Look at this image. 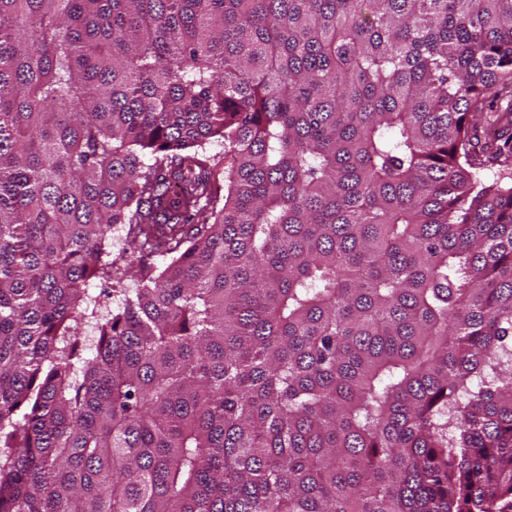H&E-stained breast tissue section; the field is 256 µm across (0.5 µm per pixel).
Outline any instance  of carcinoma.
Returning <instances> with one entry per match:
<instances>
[{"label": "carcinoma", "mask_w": 512, "mask_h": 512, "mask_svg": "<svg viewBox=\"0 0 512 512\" xmlns=\"http://www.w3.org/2000/svg\"><path fill=\"white\" fill-rule=\"evenodd\" d=\"M511 162L512 0H0V512H512ZM111 245L108 248L110 256L107 258L109 261H114V268L121 270L127 269V276L123 278L121 285L124 288H135L137 285L136 276L130 271V258L129 254L125 253V231L122 225H116L112 228L111 237L109 240Z\"/></svg>", "instance_id": "1"}]
</instances>
